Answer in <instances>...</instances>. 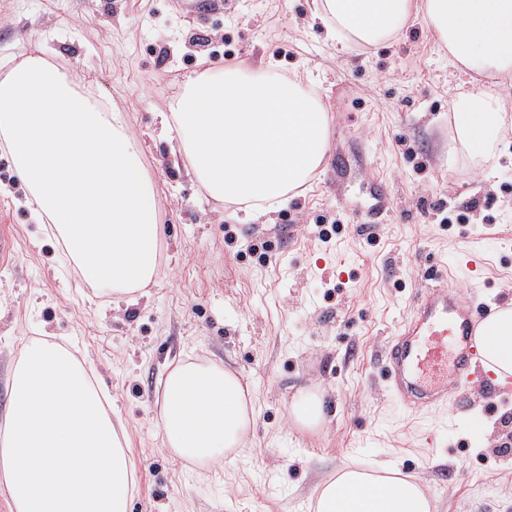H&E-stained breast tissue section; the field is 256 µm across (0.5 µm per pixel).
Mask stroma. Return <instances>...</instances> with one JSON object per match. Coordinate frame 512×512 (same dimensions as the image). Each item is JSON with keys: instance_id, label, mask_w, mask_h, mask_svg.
Masks as SVG:
<instances>
[{"instance_id": "35a3bbf8", "label": "stroma", "mask_w": 512, "mask_h": 512, "mask_svg": "<svg viewBox=\"0 0 512 512\" xmlns=\"http://www.w3.org/2000/svg\"><path fill=\"white\" fill-rule=\"evenodd\" d=\"M313 9V0H0V62L47 49L125 113L161 226L155 285L113 301L34 220L0 142V225L16 237L0 262V429L21 349L56 338L93 368L127 430L137 467L129 512H315L318 486L341 466L382 461L421 477L433 512H512V461L492 453L512 393L491 401L471 390L463 416L452 399L410 413L381 371L425 269L441 268L448 288L491 309L512 305V123L485 160L457 142L452 112L474 88L512 114V76L491 85L460 72L420 17L366 47L326 40ZM204 58L256 75L277 59L328 108L323 172L252 221L207 195L161 124ZM377 179L393 206L368 240L355 213ZM321 222L341 230L321 239ZM262 241L273 245L263 261L250 252ZM464 251L480 254V277L458 265ZM196 358L235 372L256 397L246 447L210 468L172 458L157 422L168 370ZM311 386L325 392L318 432L288 418Z\"/></svg>"}]
</instances>
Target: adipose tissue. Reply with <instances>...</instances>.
I'll return each mask as SVG.
<instances>
[{"instance_id": "1", "label": "adipose tissue", "mask_w": 512, "mask_h": 512, "mask_svg": "<svg viewBox=\"0 0 512 512\" xmlns=\"http://www.w3.org/2000/svg\"><path fill=\"white\" fill-rule=\"evenodd\" d=\"M329 33L374 45L418 15L455 65L493 80L512 72V0H314ZM455 132L472 155L490 156L512 120L498 97L460 93ZM207 194L245 217L285 203L315 177L329 151L328 115L301 76L250 75L247 66H201L186 76L164 115ZM0 139L38 218L52 224L87 279L127 298L158 275L161 229L156 185L142 164L122 112L92 97L37 48L0 66ZM487 363L512 375V305L478 328ZM297 427L326 422L322 393L290 403ZM254 397L222 366L181 362L162 390L158 422L166 446L185 461L220 463L242 449ZM135 465L87 369L73 352L46 340L28 345L11 377L7 428L0 439V485L15 512H128ZM414 476L391 467L344 466L318 493L316 512H432Z\"/></svg>"}]
</instances>
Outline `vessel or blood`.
<instances>
[{
    "label": "vessel or blood",
    "instance_id": "b4317fda",
    "mask_svg": "<svg viewBox=\"0 0 512 512\" xmlns=\"http://www.w3.org/2000/svg\"><path fill=\"white\" fill-rule=\"evenodd\" d=\"M372 204L359 211L363 230L383 223L392 194L376 182ZM429 285L413 312L383 352V378L389 394L404 408L419 410L444 403L449 392L465 393L482 386L489 396L512 391V379L499 376L473 342L484 321L482 308L448 289L435 270L425 274Z\"/></svg>",
    "mask_w": 512,
    "mask_h": 512
}]
</instances>
